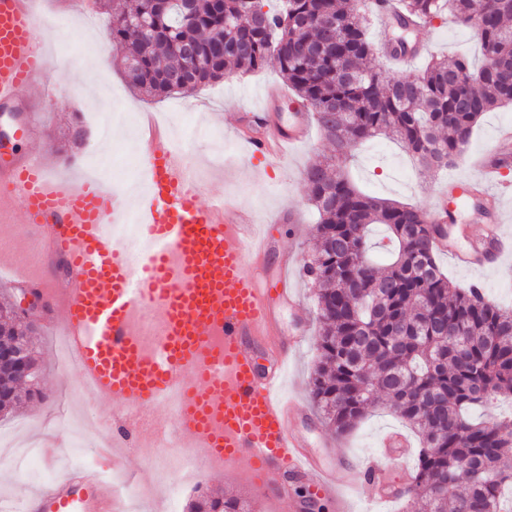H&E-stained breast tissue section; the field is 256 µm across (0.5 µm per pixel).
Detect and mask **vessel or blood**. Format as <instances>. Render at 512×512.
Here are the masks:
<instances>
[{
	"label": "vessel or blood",
	"mask_w": 512,
	"mask_h": 512,
	"mask_svg": "<svg viewBox=\"0 0 512 512\" xmlns=\"http://www.w3.org/2000/svg\"><path fill=\"white\" fill-rule=\"evenodd\" d=\"M37 18L29 0H0V105L15 103L48 66L39 50ZM293 121L272 130L267 106L251 110L258 132L244 137L248 155L272 168L309 132L308 114L290 102ZM495 149L467 155L474 179L448 180L429 221L448 227L443 253L458 267L483 269L504 253L498 232L507 188L502 183L512 155V127L500 126ZM139 150L147 160L148 189L136 207L140 232L152 248L143 265H133L124 245L108 235L107 224L123 223L118 191L92 182L74 184L53 177L37 159L0 163V216L20 210L28 229L43 243L40 277L18 270L15 257L0 252V269L13 270L17 283L33 282L62 313L61 326L81 379L103 400L119 401L124 434L149 432L161 438L177 427L182 447L213 468L233 463L248 469L259 489L282 478L307 482L336 500V512L351 503L334 476L350 470L320 465L291 430L290 403L281 395L285 367L296 338H283L272 303L293 300L291 289L259 283L255 272L274 255L266 225L216 197L200 200L192 162L164 132L148 130ZM470 223L486 231L468 249L455 238L470 235ZM266 347L269 367L256 352ZM179 389L187 399L173 414L166 397ZM109 434L104 447L123 443ZM358 489L393 499L395 482L376 460L363 461L351 478ZM19 512H118L116 500L94 471L76 482L43 486L20 498Z\"/></svg>",
	"instance_id": "1"
}]
</instances>
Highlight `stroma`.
<instances>
[{"label": "stroma", "instance_id": "obj_1", "mask_svg": "<svg viewBox=\"0 0 512 512\" xmlns=\"http://www.w3.org/2000/svg\"><path fill=\"white\" fill-rule=\"evenodd\" d=\"M35 3L41 13L65 18L63 29L52 33L45 42L46 48L59 44L63 51L52 57L48 74L37 85L23 91L24 104L38 115L40 123L28 138H12L8 151L32 155L49 164L52 173L79 183L88 176L84 163L86 152L105 148L118 158L130 177L137 172L133 155L126 149L133 129L126 126L118 132L105 128L97 109L100 95L112 93L128 112L140 116L150 114L162 120L170 113H181L178 130L194 164L204 174L201 200L221 195L253 209L262 218L280 212L294 213L295 223L284 221L276 225V246L292 251L299 261L308 259L314 248L317 217L308 200L301 171L309 162L328 154L329 143L318 128H311L308 138L287 155L283 166L270 169L241 150L235 131L240 113L258 104L259 92L282 86L283 80L276 69L267 67L246 75L238 73L188 94L150 100L124 83L122 65L106 41L105 27L93 28L95 40L103 44V52L96 59H88L80 25L88 17H100V10L79 11L76 21L71 22L63 0H35ZM414 38L426 58H451L460 54L475 60L480 57L473 30L449 18L436 20L433 26L416 31ZM76 69L83 71L84 80L71 85L69 91H61L51 77L52 72ZM76 127L83 129L82 139L73 138L72 130ZM405 157L398 144L379 137L354 148L348 172L358 186L372 195L424 211L434 208L437 193L448 187V175L432 179L416 169L407 179H400L392 163ZM440 264L453 283L462 287L481 284L492 299L503 306H512V253L500 258L501 270L497 273L458 269L445 255L441 256ZM59 321L58 310H49L34 338L45 382L43 399L0 416V433L14 437L16 442H35L45 448L43 464L47 474L29 480L0 477V499L19 498L45 481L62 478L70 468L95 467L103 469L107 486H115L119 481L136 484L139 497L133 512H186L196 491L187 489L178 502L170 501L166 485H180L184 479L175 470L163 478L157 475L156 465L164 451L153 441L143 439L137 449H120L115 460L101 455L91 432L113 420V407L93 394L79 397V374L76 369L61 366L56 337L51 330ZM318 330V322L310 321L307 335L288 366L285 390L303 410L294 429L309 450L327 465L335 464L340 455L357 464L367 458L381 457L384 450L380 441L384 435L408 431L387 407L379 404L369 409L358 426L342 436L328 426L314 406L310 379L317 363ZM199 481L210 493L240 498L249 512H280L274 496L260 492L252 475L234 465L219 470L201 468Z\"/></svg>", "mask_w": 512, "mask_h": 512}]
</instances>
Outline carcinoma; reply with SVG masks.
I'll use <instances>...</instances> for the list:
<instances>
[{
	"mask_svg": "<svg viewBox=\"0 0 512 512\" xmlns=\"http://www.w3.org/2000/svg\"><path fill=\"white\" fill-rule=\"evenodd\" d=\"M127 85L150 97L188 94L227 70L275 66L313 112L334 153L303 171L318 213L317 249L303 265L316 285L321 325L312 400L338 434L352 431L375 400L416 430L418 463L401 498L423 512H506L512 488V420H474L469 410L512 395V309L475 287L458 288L438 263L440 232L422 211L371 196L343 171L347 149L380 135L398 140L426 173L462 159L486 112L512 102V0H398L392 54L412 56L411 34L448 12L471 27L484 55L433 59L388 78L367 24L343 0H194L190 16L152 0L133 9L101 0ZM196 58L189 61L185 46ZM392 250L373 256L372 226ZM36 326L4 310L0 346L27 339V377L0 362V411L33 398ZM189 512H244L234 497L201 492Z\"/></svg>",
	"mask_w": 512,
	"mask_h": 512,
	"instance_id": "cac0c4a2",
	"label": "carcinoma"
}]
</instances>
